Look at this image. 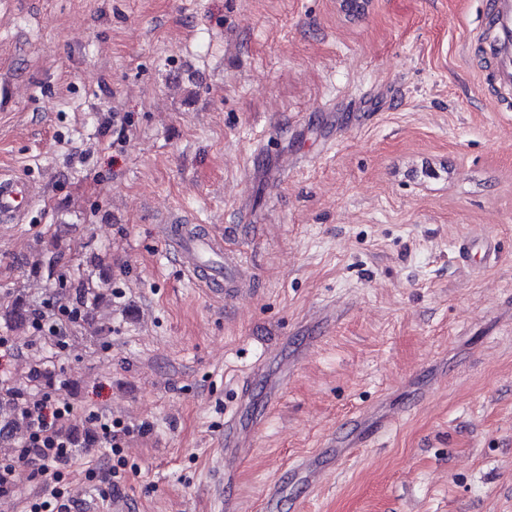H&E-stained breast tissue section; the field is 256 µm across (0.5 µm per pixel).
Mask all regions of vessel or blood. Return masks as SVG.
Instances as JSON below:
<instances>
[{"instance_id":"vessel-or-blood-1","label":"vessel or blood","mask_w":512,"mask_h":512,"mask_svg":"<svg viewBox=\"0 0 512 512\" xmlns=\"http://www.w3.org/2000/svg\"><path fill=\"white\" fill-rule=\"evenodd\" d=\"M474 43L486 61L483 83L498 92L509 93L507 105L512 108V0H484L483 23L476 31ZM34 197V185L29 179L1 175L0 221L7 224L23 221ZM162 238L172 244L179 265L213 299L237 298L246 269L236 255L225 252L222 236L211 231L188 230L173 215L162 230ZM477 246L482 249L483 265L496 261L499 244L488 235L463 239L457 249L459 260L471 263ZM250 435L248 427L237 418H230L224 426L225 457H239Z\"/></svg>"}]
</instances>
